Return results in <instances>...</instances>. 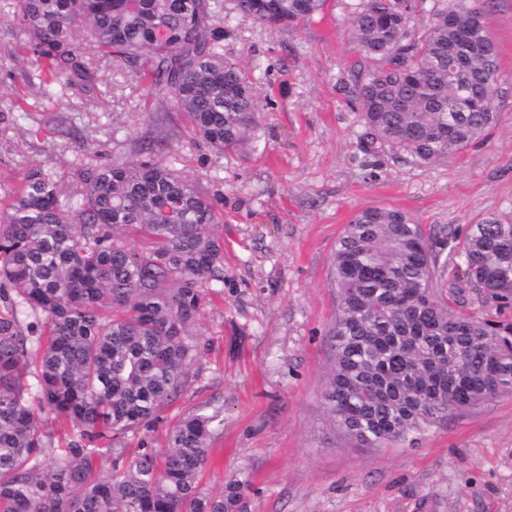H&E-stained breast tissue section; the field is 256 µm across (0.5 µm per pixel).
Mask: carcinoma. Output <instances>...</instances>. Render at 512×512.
I'll return each instance as SVG.
<instances>
[{"label":"carcinoma","mask_w":512,"mask_h":512,"mask_svg":"<svg viewBox=\"0 0 512 512\" xmlns=\"http://www.w3.org/2000/svg\"><path fill=\"white\" fill-rule=\"evenodd\" d=\"M238 12L295 27L326 0H234ZM486 0H455L418 37L405 0H361L354 28L377 67L340 86L362 112L366 151L429 162L454 156L497 121L489 96L466 103L499 72L484 22ZM218 0H20L33 65L72 87L103 57L143 60L141 75L212 149L238 151L257 128L249 75L219 51ZM465 66L448 74V43ZM86 190L63 203L58 185L26 174L0 208V289L15 308L43 313L47 337L0 317V512H243L249 480L203 488L217 415L177 422L168 448H140L112 475L97 473L99 445L152 421L181 395L197 347L188 332L212 282L224 280L218 201L166 159L119 156L90 169ZM449 259L471 288L512 301V221L471 225ZM422 225L394 209L356 212L336 244L339 308L328 332L321 399L331 433L380 448L452 414L512 395V324L456 308ZM81 428L51 462L40 419Z\"/></svg>","instance_id":"1"}]
</instances>
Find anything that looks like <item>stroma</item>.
<instances>
[{"mask_svg": "<svg viewBox=\"0 0 512 512\" xmlns=\"http://www.w3.org/2000/svg\"><path fill=\"white\" fill-rule=\"evenodd\" d=\"M360 0H326L297 27L266 26L220 0L225 58L246 70L260 107L252 148L217 152L192 138L183 114L150 117L161 97L128 64L99 61L91 91L46 98L0 0V199L30 171L62 199L84 190L86 169L119 153L165 158L220 200L224 280L191 332L198 356L185 392L157 421L114 439L101 475L136 448H162L181 418L220 408L207 487L249 477L245 512H512V397L454 415L382 448L333 440L320 392L339 294L333 253L354 213L400 210L434 228L437 245L471 224L512 218V0H490L501 92L495 126L461 154L432 163L363 148L365 127L337 83L361 61L352 32Z\"/></svg>", "mask_w": 512, "mask_h": 512, "instance_id": "obj_1", "label": "stroma"}]
</instances>
